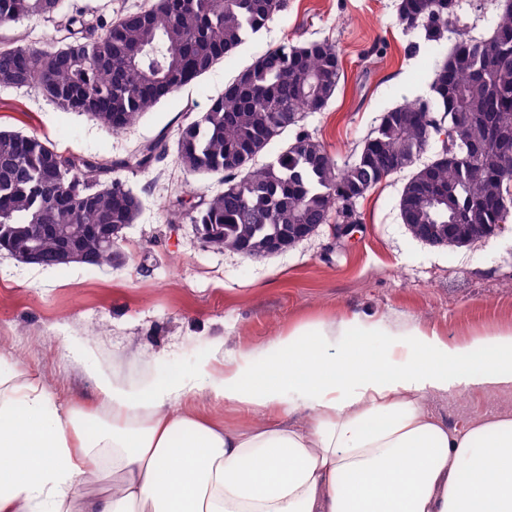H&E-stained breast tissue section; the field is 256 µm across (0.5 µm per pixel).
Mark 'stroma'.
<instances>
[{
	"label": "stroma",
	"instance_id": "stroma-1",
	"mask_svg": "<svg viewBox=\"0 0 512 512\" xmlns=\"http://www.w3.org/2000/svg\"><path fill=\"white\" fill-rule=\"evenodd\" d=\"M151 0H62L60 12L115 17ZM400 0H284L260 31L210 72L161 101L124 132L62 110L34 87H0V128L47 137L60 151L103 162L126 158L159 135L199 117L225 85L256 58L279 45L335 44L342 61L338 89L319 112L304 114L256 159L264 164L294 143L297 134L319 140L337 168L352 164L385 112L434 104L433 59L422 29L399 20ZM494 0H457V20L443 44L489 37ZM35 47L64 43L57 21L34 17L0 27V41ZM412 169L391 175L353 206L352 236L332 239L328 227L287 252L247 258L206 247L190 221L171 224L175 197L213 194L215 175H189L175 152L146 171L114 170L142 198L126 229L122 262L110 267H42L0 252V371L17 384L38 381L59 402L94 405L93 365L138 386L192 370L212 355L256 348L271 336L313 320L353 312L393 323L412 319L449 341L512 326V216L498 236L466 247H434L403 224L399 199ZM431 414L448 425L493 413L512 414V392L469 390L427 398ZM182 410L231 426L264 423L198 394Z\"/></svg>",
	"mask_w": 512,
	"mask_h": 512
}]
</instances>
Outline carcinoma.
Masks as SVG:
<instances>
[{
	"instance_id": "1",
	"label": "carcinoma",
	"mask_w": 512,
	"mask_h": 512,
	"mask_svg": "<svg viewBox=\"0 0 512 512\" xmlns=\"http://www.w3.org/2000/svg\"><path fill=\"white\" fill-rule=\"evenodd\" d=\"M283 0H152L151 5L96 24L78 15L83 35L61 47L0 45V86L31 85L61 108L87 114L113 132L132 125L159 102L211 71L250 31L264 27ZM61 0H0V27L29 17L50 18ZM400 21L423 26L425 40L441 44L453 0H401ZM341 59L328 42L283 44L261 55L214 99L200 117L178 128L177 161L191 174H220L224 190L197 203L178 200L176 218L196 225L209 247L266 256L271 237L295 224L352 223L354 202L372 187L412 165L430 140L418 121L424 105L387 112L364 141L356 161L336 167L325 148L307 134L266 164L254 158L302 111L319 112L336 93ZM432 86L441 120L457 128L442 156L417 169L405 184L403 223L436 226L458 214L481 224H503L512 212V6L500 3L492 34L459 40L436 64ZM168 152L167 138L139 146L123 163L147 169ZM112 165L64 153L36 135L0 129V240L38 241L49 258L56 228L133 224L140 196ZM84 264L123 259L87 235Z\"/></svg>"
}]
</instances>
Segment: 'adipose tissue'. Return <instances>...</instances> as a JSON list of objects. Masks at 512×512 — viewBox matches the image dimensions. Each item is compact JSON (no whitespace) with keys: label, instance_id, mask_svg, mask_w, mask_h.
<instances>
[{"label":"adipose tissue","instance_id":"adipose-tissue-1","mask_svg":"<svg viewBox=\"0 0 512 512\" xmlns=\"http://www.w3.org/2000/svg\"><path fill=\"white\" fill-rule=\"evenodd\" d=\"M109 416L90 426L0 375V512H512V417L451 428L430 396L512 389V328L451 342L416 323H305L215 371L139 387L90 368ZM202 393L277 421L247 429L177 411ZM115 494L79 498L91 451Z\"/></svg>","mask_w":512,"mask_h":512}]
</instances>
